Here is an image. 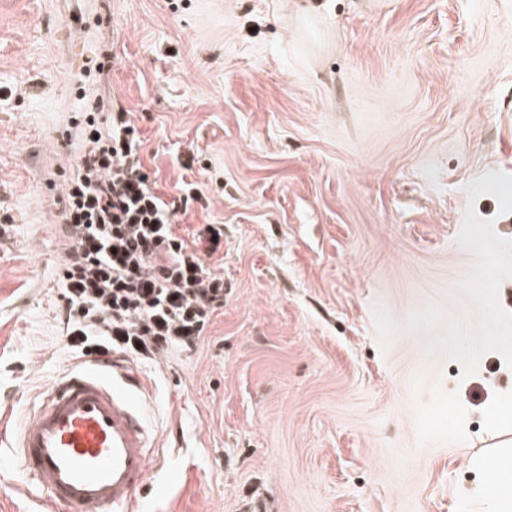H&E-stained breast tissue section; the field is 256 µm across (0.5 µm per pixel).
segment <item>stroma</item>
<instances>
[{
  "label": "stroma",
  "mask_w": 512,
  "mask_h": 512,
  "mask_svg": "<svg viewBox=\"0 0 512 512\" xmlns=\"http://www.w3.org/2000/svg\"><path fill=\"white\" fill-rule=\"evenodd\" d=\"M512 0H0V406L75 355L58 318L79 93L132 112L159 193L224 227V309L135 368L160 448L143 512H487L512 369L398 334L466 307L467 185L512 172ZM110 71H86L94 55Z\"/></svg>",
  "instance_id": "1"
}]
</instances>
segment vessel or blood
Wrapping results in <instances>:
<instances>
[{
    "label": "vessel or blood",
    "mask_w": 512,
    "mask_h": 512,
    "mask_svg": "<svg viewBox=\"0 0 512 512\" xmlns=\"http://www.w3.org/2000/svg\"><path fill=\"white\" fill-rule=\"evenodd\" d=\"M148 400L130 362H88L57 374L0 446L15 447L48 512H138L157 440Z\"/></svg>",
    "instance_id": "vessel-or-blood-1"
}]
</instances>
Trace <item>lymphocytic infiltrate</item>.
Masks as SVG:
<instances>
[{
  "label": "lymphocytic infiltrate",
  "mask_w": 512,
  "mask_h": 512,
  "mask_svg": "<svg viewBox=\"0 0 512 512\" xmlns=\"http://www.w3.org/2000/svg\"><path fill=\"white\" fill-rule=\"evenodd\" d=\"M60 211L65 255L56 268L59 320L83 357L154 359L194 352L224 308V273L211 262L224 227L179 224L196 189L162 197L141 158L140 132L124 108L89 109Z\"/></svg>",
  "instance_id": "obj_1"
}]
</instances>
